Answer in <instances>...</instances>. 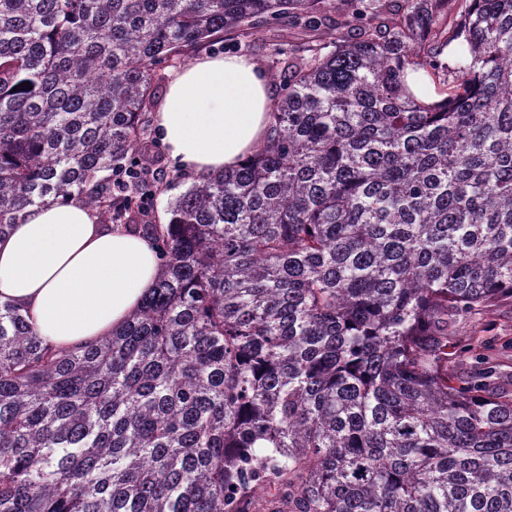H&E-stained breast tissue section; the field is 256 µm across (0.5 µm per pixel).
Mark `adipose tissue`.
<instances>
[{"mask_svg": "<svg viewBox=\"0 0 512 512\" xmlns=\"http://www.w3.org/2000/svg\"><path fill=\"white\" fill-rule=\"evenodd\" d=\"M273 102L256 61L205 55L170 74L156 129L183 171L208 176L238 167L265 140ZM159 273L151 240L99 224L77 199L30 208L0 237V303L20 307L60 347L120 327Z\"/></svg>", "mask_w": 512, "mask_h": 512, "instance_id": "1", "label": "adipose tissue"}]
</instances>
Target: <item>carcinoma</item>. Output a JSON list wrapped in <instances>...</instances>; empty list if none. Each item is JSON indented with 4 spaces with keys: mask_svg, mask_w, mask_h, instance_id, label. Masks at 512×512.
<instances>
[{
    "mask_svg": "<svg viewBox=\"0 0 512 512\" xmlns=\"http://www.w3.org/2000/svg\"><path fill=\"white\" fill-rule=\"evenodd\" d=\"M449 2L0 0V236L77 195L161 267L79 349L0 303V512H512L455 370L512 299V0ZM285 21L329 45L273 44L264 142L149 221L152 67Z\"/></svg>",
    "mask_w": 512,
    "mask_h": 512,
    "instance_id": "1",
    "label": "carcinoma"
}]
</instances>
